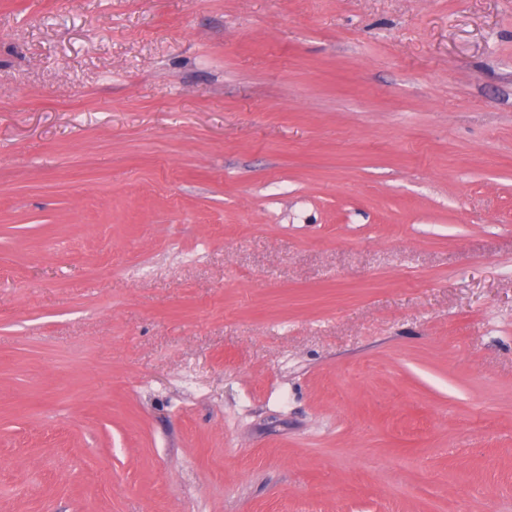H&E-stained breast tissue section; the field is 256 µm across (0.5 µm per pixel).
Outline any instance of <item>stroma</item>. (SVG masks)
I'll use <instances>...</instances> for the list:
<instances>
[{
	"instance_id": "1",
	"label": "stroma",
	"mask_w": 512,
	"mask_h": 512,
	"mask_svg": "<svg viewBox=\"0 0 512 512\" xmlns=\"http://www.w3.org/2000/svg\"><path fill=\"white\" fill-rule=\"evenodd\" d=\"M0 512H512V0H0Z\"/></svg>"
}]
</instances>
